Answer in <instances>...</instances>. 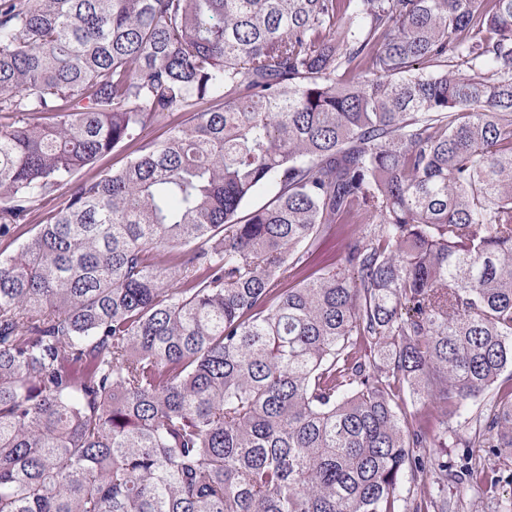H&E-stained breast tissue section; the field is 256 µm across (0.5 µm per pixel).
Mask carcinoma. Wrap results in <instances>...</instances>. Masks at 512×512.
I'll return each mask as SVG.
<instances>
[{"instance_id":"carcinoma-1","label":"carcinoma","mask_w":512,"mask_h":512,"mask_svg":"<svg viewBox=\"0 0 512 512\" xmlns=\"http://www.w3.org/2000/svg\"><path fill=\"white\" fill-rule=\"evenodd\" d=\"M0 117V236L41 215L0 259V512L500 482L512 0H0Z\"/></svg>"}]
</instances>
